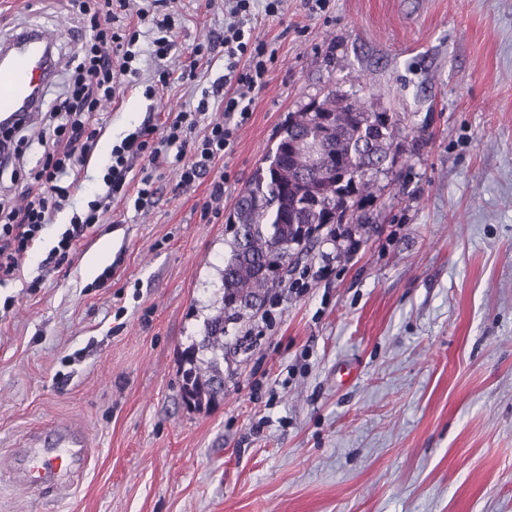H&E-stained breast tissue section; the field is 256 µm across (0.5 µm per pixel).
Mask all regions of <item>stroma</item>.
Masks as SVG:
<instances>
[{"mask_svg": "<svg viewBox=\"0 0 512 512\" xmlns=\"http://www.w3.org/2000/svg\"><path fill=\"white\" fill-rule=\"evenodd\" d=\"M167 3L160 58L130 0L139 74L91 113L99 141L70 205L0 285V466L55 421L85 426L91 448L58 495L0 478V512H512V0H284L278 20L256 5L248 25L275 62L224 156L190 185L177 165L133 159L131 178H153L149 206L112 200L73 256L52 258L105 192L113 145L193 111L224 73L231 0ZM17 25L57 32L61 58L77 49L67 0H0V34ZM208 40L197 78L145 95ZM379 86L373 107L399 133L375 223L353 225L352 252L324 236L294 261L304 293L282 285L227 324L224 390L186 406L182 356L220 307L237 196L289 113L330 87ZM44 124L0 174L1 204L24 203Z\"/></svg>", "mask_w": 512, "mask_h": 512, "instance_id": "stroma-1", "label": "stroma"}]
</instances>
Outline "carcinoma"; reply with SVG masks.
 I'll return each instance as SVG.
<instances>
[{
    "instance_id": "cac0c4a2",
    "label": "carcinoma",
    "mask_w": 512,
    "mask_h": 512,
    "mask_svg": "<svg viewBox=\"0 0 512 512\" xmlns=\"http://www.w3.org/2000/svg\"><path fill=\"white\" fill-rule=\"evenodd\" d=\"M382 91L357 97L330 88L280 128L275 144L239 196L226 232L222 307L204 325V336L183 352L182 395L190 407L210 401L219 389L224 328L243 311L261 304L281 286L292 258L310 248L333 224L370 223L378 175L395 163L398 128L372 100ZM320 144L322 164L314 169L303 150L306 139ZM208 352L203 359L199 353Z\"/></svg>"
}]
</instances>
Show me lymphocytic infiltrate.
Wrapping results in <instances>:
<instances>
[{
    "instance_id": "1",
    "label": "lymphocytic infiltrate",
    "mask_w": 512,
    "mask_h": 512,
    "mask_svg": "<svg viewBox=\"0 0 512 512\" xmlns=\"http://www.w3.org/2000/svg\"><path fill=\"white\" fill-rule=\"evenodd\" d=\"M254 2L234 0L230 11L232 20L224 27V76L203 91L195 111L168 115L161 137H154L152 128L148 127L113 146L104 176L105 195L90 201L86 214L73 216L53 247V255L62 259L68 257L77 241L106 212L110 199L132 200L138 209L150 203L154 194L151 176L140 178L134 186L128 182L134 158L147 157L149 163L157 167L172 160L181 162V181L189 185L199 179L211 163L223 157L234 132L249 120L248 102L265 86L275 61L267 44L254 38L245 27ZM71 6L80 15L83 27L89 29L90 37L82 41L64 64L70 78V91L51 112L48 130L52 150L33 176L38 191L25 205L10 210L0 219V284L15 279L43 228L68 199L69 191L61 186V179L84 165L96 148L98 133L88 129L84 115L115 98L121 88V76L138 72L135 45L140 33L137 27H123L118 23L121 13L128 7L126 0H72ZM214 99L224 106L223 119L208 123L202 128V135H195L198 116L208 112ZM189 149L193 150L195 159L188 163L184 155Z\"/></svg>"
}]
</instances>
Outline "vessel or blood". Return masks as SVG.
I'll use <instances>...</instances> for the list:
<instances>
[{"label": "vessel or blood", "instance_id": "obj_1", "mask_svg": "<svg viewBox=\"0 0 512 512\" xmlns=\"http://www.w3.org/2000/svg\"><path fill=\"white\" fill-rule=\"evenodd\" d=\"M34 40L39 45L54 43L52 34L42 30H22L0 40V51L12 48L8 64H0V123L28 124L26 97L31 87L39 85L45 64L37 62L34 55L20 52L21 44ZM90 457L84 432L67 423L56 424L50 440L41 434L26 437L14 450V463L10 472L14 481L33 490L54 492L66 488L75 470L84 467Z\"/></svg>", "mask_w": 512, "mask_h": 512}]
</instances>
